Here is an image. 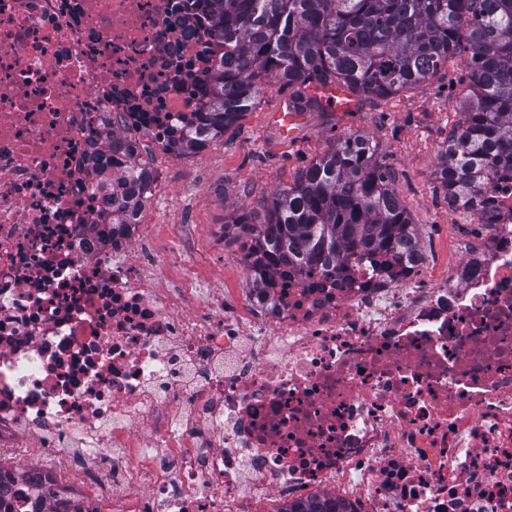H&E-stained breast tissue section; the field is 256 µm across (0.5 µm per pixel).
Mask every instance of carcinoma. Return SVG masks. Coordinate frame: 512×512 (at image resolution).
Here are the masks:
<instances>
[{"mask_svg": "<svg viewBox=\"0 0 512 512\" xmlns=\"http://www.w3.org/2000/svg\"><path fill=\"white\" fill-rule=\"evenodd\" d=\"M221 55L207 85L206 111L178 132L182 156L205 149L260 100L262 85L283 82L314 111L311 85L343 84L358 96L387 97L434 76L456 54L468 55L464 119L439 156L448 202L465 209L494 175L512 169V0H210ZM377 147L356 134L340 140L294 184L240 215L250 241L252 287L265 288L278 265L297 270L351 258L398 265L421 254L416 230L390 186ZM135 199L110 224H129ZM286 512H349L329 498L296 501Z\"/></svg>", "mask_w": 512, "mask_h": 512, "instance_id": "carcinoma-1", "label": "carcinoma"}]
</instances>
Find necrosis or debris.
Wrapping results in <instances>:
<instances>
[{"instance_id": "4bbe7bcc", "label": "necrosis or debris", "mask_w": 512, "mask_h": 512, "mask_svg": "<svg viewBox=\"0 0 512 512\" xmlns=\"http://www.w3.org/2000/svg\"><path fill=\"white\" fill-rule=\"evenodd\" d=\"M208 0H0V470L61 512H512V173L419 258L212 292L130 256L202 108ZM284 512H350L346 506L330 498L317 497L305 501H296L288 505Z\"/></svg>"}]
</instances>
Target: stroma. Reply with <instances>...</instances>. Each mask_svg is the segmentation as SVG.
<instances>
[{
    "label": "stroma",
    "instance_id": "1",
    "mask_svg": "<svg viewBox=\"0 0 512 512\" xmlns=\"http://www.w3.org/2000/svg\"><path fill=\"white\" fill-rule=\"evenodd\" d=\"M467 93L463 53L449 58L431 79L385 98L361 100L354 111L302 113L295 137L288 139L274 115L291 104L293 90L268 83L256 108L223 137L160 166L158 189L166 207L144 226L132 255L142 259L158 247L174 261H189L194 274L216 288L250 287L243 242L225 233V226L291 186L341 138L361 133L377 144L391 172L392 188L417 229L426 272L446 277L458 235L473 227L472 213L449 205L437 178L440 150L462 119ZM183 224L193 227L195 249L188 256L181 250Z\"/></svg>",
    "mask_w": 512,
    "mask_h": 512
}]
</instances>
